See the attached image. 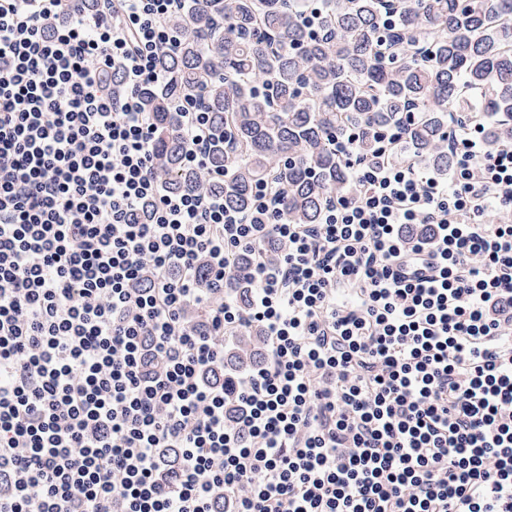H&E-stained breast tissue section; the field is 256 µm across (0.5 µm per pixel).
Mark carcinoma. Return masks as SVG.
<instances>
[{"mask_svg":"<svg viewBox=\"0 0 512 512\" xmlns=\"http://www.w3.org/2000/svg\"><path fill=\"white\" fill-rule=\"evenodd\" d=\"M301 10L300 0H187L172 18L186 35L160 59L163 82L142 93L169 191L203 188L246 212L255 185L274 181L282 218L317 224L351 189L336 149L345 134H359L354 151L372 158L398 133L440 175L454 166L453 137L477 128L487 149L512 140V0H333L313 27ZM185 101L209 115L200 171L183 165ZM451 106L466 113L453 130ZM251 266L240 253L227 284L243 308ZM263 350L259 327L239 329L224 364L246 369Z\"/></svg>","mask_w":512,"mask_h":512,"instance_id":"obj_1","label":"carcinoma"}]
</instances>
